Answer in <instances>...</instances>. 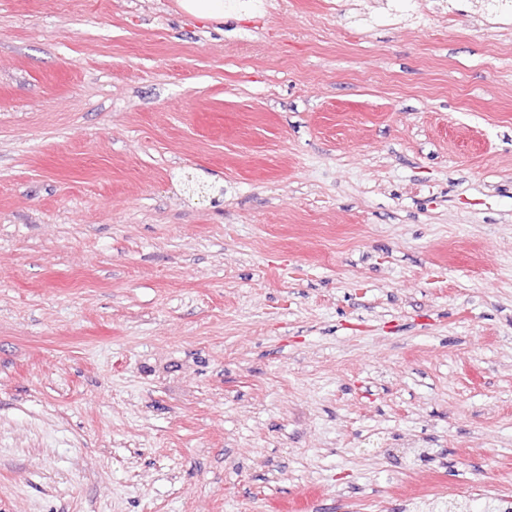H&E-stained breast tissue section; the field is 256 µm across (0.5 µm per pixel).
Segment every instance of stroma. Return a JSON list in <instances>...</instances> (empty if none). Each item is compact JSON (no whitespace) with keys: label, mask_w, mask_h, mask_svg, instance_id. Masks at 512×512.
Returning <instances> with one entry per match:
<instances>
[{"label":"stroma","mask_w":512,"mask_h":512,"mask_svg":"<svg viewBox=\"0 0 512 512\" xmlns=\"http://www.w3.org/2000/svg\"><path fill=\"white\" fill-rule=\"evenodd\" d=\"M512 495V16L0 0V512ZM242 2L251 0H183L182 7L190 14L206 20H223L224 13L236 12L246 15L251 12L252 5ZM322 496L318 487H307L297 490L287 498L276 499L271 502L272 511L275 512H313L317 502Z\"/></svg>","instance_id":"obj_1"}]
</instances>
